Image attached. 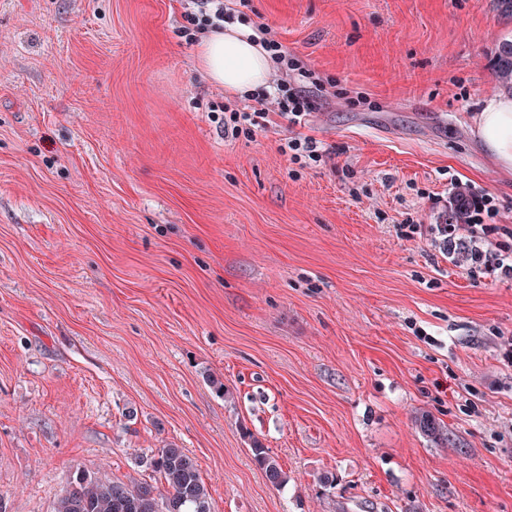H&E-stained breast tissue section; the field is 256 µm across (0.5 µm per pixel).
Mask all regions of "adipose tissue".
Returning a JSON list of instances; mask_svg holds the SVG:
<instances>
[{
    "label": "adipose tissue",
    "mask_w": 512,
    "mask_h": 512,
    "mask_svg": "<svg viewBox=\"0 0 512 512\" xmlns=\"http://www.w3.org/2000/svg\"><path fill=\"white\" fill-rule=\"evenodd\" d=\"M243 26L209 33L197 47L200 68L214 84L249 95L267 85L274 63ZM470 132L498 168L512 170V94L486 97L469 118Z\"/></svg>",
    "instance_id": "obj_1"
}]
</instances>
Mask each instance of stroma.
<instances>
[{
  "instance_id": "obj_1",
  "label": "stroma",
  "mask_w": 512,
  "mask_h": 512,
  "mask_svg": "<svg viewBox=\"0 0 512 512\" xmlns=\"http://www.w3.org/2000/svg\"><path fill=\"white\" fill-rule=\"evenodd\" d=\"M181 13L0 0V505L53 512L77 471L154 480L136 461L173 442L214 512H512V279L396 235L456 181L512 225V172L468 131L512 19L248 0L315 74L302 132L333 159L302 168L279 117L225 140ZM250 445L253 460L263 471L267 481L277 490L284 489L288 485V474L283 471L278 460L259 440L251 439Z\"/></svg>"
}]
</instances>
